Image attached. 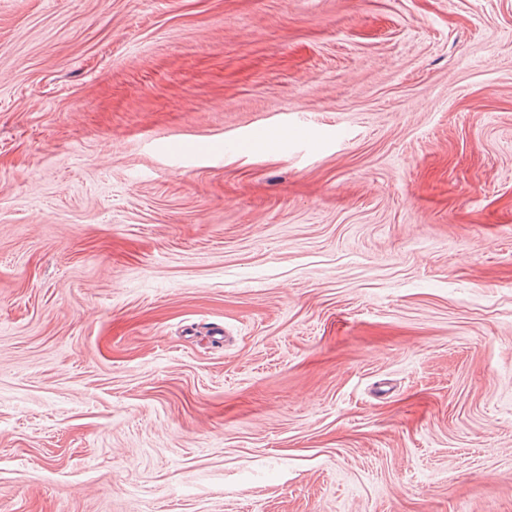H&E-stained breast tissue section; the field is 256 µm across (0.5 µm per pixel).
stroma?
Segmentation results:
<instances>
[{"label":"stroma","instance_id":"stroma-1","mask_svg":"<svg viewBox=\"0 0 512 512\" xmlns=\"http://www.w3.org/2000/svg\"><path fill=\"white\" fill-rule=\"evenodd\" d=\"M0 512H512V0H0Z\"/></svg>","mask_w":512,"mask_h":512}]
</instances>
